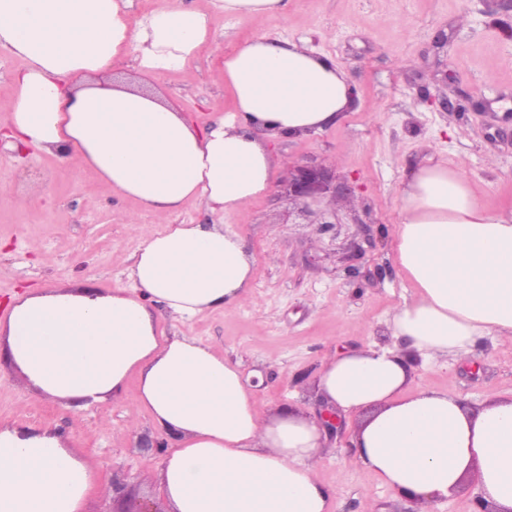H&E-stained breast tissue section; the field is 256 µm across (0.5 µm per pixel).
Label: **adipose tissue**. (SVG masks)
Segmentation results:
<instances>
[{"label": "adipose tissue", "mask_w": 512, "mask_h": 512, "mask_svg": "<svg viewBox=\"0 0 512 512\" xmlns=\"http://www.w3.org/2000/svg\"><path fill=\"white\" fill-rule=\"evenodd\" d=\"M126 3L0 0V50L25 63L0 136L14 150L76 154L165 221L138 248L132 287L18 295L0 345L30 392L68 408L119 399L137 375L139 405L171 443L159 476L170 512H329L337 490L316 474L319 427L297 411L261 416L236 365L195 338L158 335L155 311L189 320L249 295L239 234L168 218L189 199L224 216L266 194L268 140L335 123L349 80L332 57L260 34L219 61L233 112L197 129L147 79L210 41L207 13L178 5L134 21ZM127 54L134 77L102 85ZM400 207L394 255L415 292L385 322L398 345L330 357L319 389L355 421L354 463L396 497L431 512L471 483L479 506L512 512V393L473 408L413 385L418 364L465 362L485 338L512 339V212L483 205L445 165L408 175ZM106 492L57 431L0 423V512H85Z\"/></svg>", "instance_id": "ef3b65f1"}]
</instances>
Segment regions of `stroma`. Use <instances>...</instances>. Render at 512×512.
<instances>
[{
  "label": "stroma",
  "mask_w": 512,
  "mask_h": 512,
  "mask_svg": "<svg viewBox=\"0 0 512 512\" xmlns=\"http://www.w3.org/2000/svg\"><path fill=\"white\" fill-rule=\"evenodd\" d=\"M286 15L257 21L212 16L215 41L182 70L153 85L198 127L233 110L218 79L220 55L263 31L331 55L353 97L332 125L273 140L270 191L224 219L252 257L251 296L185 322L157 311L160 334L192 336L237 365L259 412L294 407L311 420L324 409L317 378L336 354L391 345L385 319L413 288L394 260L402 221L400 189L412 171L440 163L463 168L493 208L512 209V8L500 0H285ZM448 98L451 111L428 103ZM320 165L355 187L354 199L318 197L315 212L335 210L325 229L297 221L288 168ZM134 223H126L127 214ZM152 212L104 186L76 161L55 154L0 158V321L14 294L56 285L127 286L141 243L160 231ZM364 244L355 255V244ZM416 385L446 389L469 404L512 392V340H483L473 359L418 372ZM0 422L51 428L96 467L109 492L87 512H137L157 497L164 454L138 407V382L117 401L77 411L30 396L0 360ZM351 419L326 437L318 475L336 485L330 512H413L354 464Z\"/></svg>",
  "instance_id": "35a3bbf8"
}]
</instances>
